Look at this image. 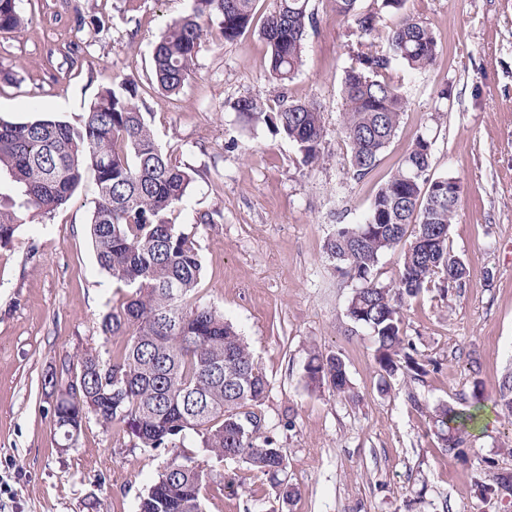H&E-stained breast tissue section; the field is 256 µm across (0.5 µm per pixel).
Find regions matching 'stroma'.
<instances>
[{
  "label": "stroma",
  "instance_id": "35a3bbf8",
  "mask_svg": "<svg viewBox=\"0 0 512 512\" xmlns=\"http://www.w3.org/2000/svg\"><path fill=\"white\" fill-rule=\"evenodd\" d=\"M235 41L211 27L178 95L162 92L152 52L191 0H17L26 27L0 31V120H74L98 91L134 80L156 140L193 181L170 214L199 249L203 274L193 302L221 312L245 336L269 382L259 407L287 455L296 495L282 504L247 464L208 458L196 435L174 448L136 445L127 423L103 428L87 416L76 444L60 448L45 376L88 351L116 360L130 335L104 336L103 316L126 301L97 262L89 235L96 197L85 174L71 200L24 224L0 247V512H138L142 494L177 455L217 475L205 512H512V492L480 488L512 473V412L500 400L512 374V0H407L434 33L435 63L421 72L391 61L385 76L410 100L376 166L356 179L339 132L344 72L381 50L396 17L381 0L360 35L310 0L304 64L280 85L258 22ZM256 95L315 105L327 134L324 159L303 165L296 145L230 104ZM432 144L430 174L461 185L448 246L467 265L462 287L431 283L405 300L402 317L427 375L383 380L368 331L350 332L347 304L359 283L329 259L337 225L361 222L417 137ZM213 214L211 224L197 223ZM346 364L351 391L308 389L311 351ZM480 424L458 459L429 432L418 404L458 409L474 386Z\"/></svg>",
  "mask_w": 512,
  "mask_h": 512
}]
</instances>
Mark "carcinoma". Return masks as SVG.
<instances>
[{
    "instance_id": "1",
    "label": "carcinoma",
    "mask_w": 512,
    "mask_h": 512,
    "mask_svg": "<svg viewBox=\"0 0 512 512\" xmlns=\"http://www.w3.org/2000/svg\"><path fill=\"white\" fill-rule=\"evenodd\" d=\"M256 0H191L190 13L172 23L153 51L159 89L177 94L191 67L207 25L218 24L224 41L244 34L255 16ZM358 0H331L332 10L364 35L375 30V17L358 12ZM400 14L386 37L383 54L363 56L346 70L340 131L350 145L349 171L361 178L375 166L408 104L401 88L381 77L390 59L423 70L437 57L432 31L405 11V0H383ZM313 22L309 0H274L261 24L270 49L271 75L284 83L303 62L308 28ZM25 23L16 0H0V30ZM138 86L123 80L104 86L83 119L70 123L37 119L0 122V174L13 184L16 197L0 199V245L12 241L18 227L66 204L86 169L98 188L89 233L100 267L112 281L130 290L122 306L105 315L103 330H131L124 355L105 361L85 354L76 369L82 390L66 389L69 369L61 378H44L60 446L71 447L83 429L86 413L105 426L125 422L139 446L173 448L194 433L200 447L216 459H238L267 477L282 503L290 502L287 463L277 440L262 430L254 411L268 387L244 337L224 315L209 306L189 303L202 273L193 239L169 220L183 204L191 175L174 164L156 141L138 104ZM230 107L294 143L302 163L321 158L325 136L322 113L306 103H281L266 109L261 99L244 96ZM431 142L417 137L394 174L375 195L365 219L342 224L329 237V256L346 265L360 286L346 316L366 329L376 344L380 371L392 377L400 368L416 376L427 373L414 357L406 336L401 306L435 278L458 288L469 276L466 264L448 250V231L459 199L456 179L432 178ZM408 242L402 269L392 284L379 281L381 255ZM306 383L338 394L350 391L343 359L313 352L304 366ZM434 435L465 456L466 424L477 414L446 404L428 414ZM212 481L195 458H172L142 497L139 512H203V490Z\"/></svg>"
}]
</instances>
